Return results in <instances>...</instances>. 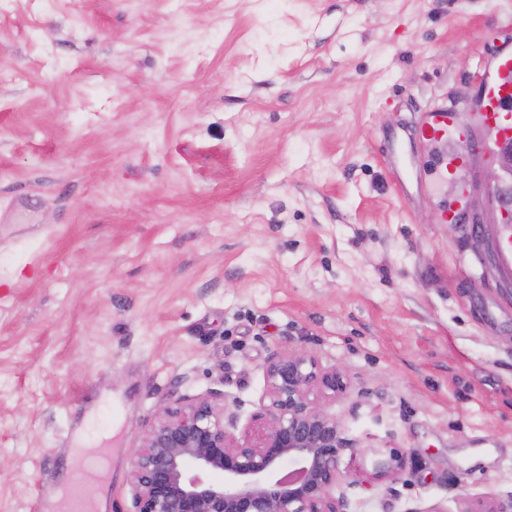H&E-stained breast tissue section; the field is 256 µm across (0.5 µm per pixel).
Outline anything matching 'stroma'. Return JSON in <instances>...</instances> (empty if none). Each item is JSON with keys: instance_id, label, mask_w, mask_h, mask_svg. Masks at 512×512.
<instances>
[{"instance_id": "35a3bbf8", "label": "stroma", "mask_w": 512, "mask_h": 512, "mask_svg": "<svg viewBox=\"0 0 512 512\" xmlns=\"http://www.w3.org/2000/svg\"><path fill=\"white\" fill-rule=\"evenodd\" d=\"M512 54V0H0V512H103L162 408L246 425L286 345L396 482L348 512L512 494V278L442 223L469 157L416 135ZM77 474V482L63 499L58 509L59 512H94L91 492L87 486L88 464L81 458H76L73 463Z\"/></svg>"}]
</instances>
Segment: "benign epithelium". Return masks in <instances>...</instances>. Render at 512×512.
Returning <instances> with one entry per match:
<instances>
[{"instance_id":"obj_1","label":"benign epithelium","mask_w":512,"mask_h":512,"mask_svg":"<svg viewBox=\"0 0 512 512\" xmlns=\"http://www.w3.org/2000/svg\"><path fill=\"white\" fill-rule=\"evenodd\" d=\"M498 164L465 211L478 228V247L490 241V223L481 213H497L503 174L512 177V146L500 150ZM265 380L268 402L240 435L236 413L218 403L216 393L158 413L132 451V512H347L336 485L361 471H343L341 464L371 450L325 409L324 400L346 392L343 376L310 352L287 347L268 359ZM371 452L378 458L369 478L399 479L404 449ZM465 512H512V495L480 501Z\"/></svg>"}]
</instances>
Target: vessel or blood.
<instances>
[{
	"label": "vessel or blood",
	"instance_id": "obj_1",
	"mask_svg": "<svg viewBox=\"0 0 512 512\" xmlns=\"http://www.w3.org/2000/svg\"><path fill=\"white\" fill-rule=\"evenodd\" d=\"M480 94V121L492 137L491 143L486 145L475 141L467 128L457 124L455 106L439 105L422 113L416 129L419 138L429 142L451 139L458 145L457 151L444 156L439 162V176L451 173L466 160L470 151L483 150L486 157L492 160L501 146L512 142V56L500 57L483 71ZM490 237L500 271L512 277V220L494 225ZM73 468L77 481L61 502L59 512H94L87 486L89 467L78 458L74 460Z\"/></svg>",
	"mask_w": 512,
	"mask_h": 512
}]
</instances>
